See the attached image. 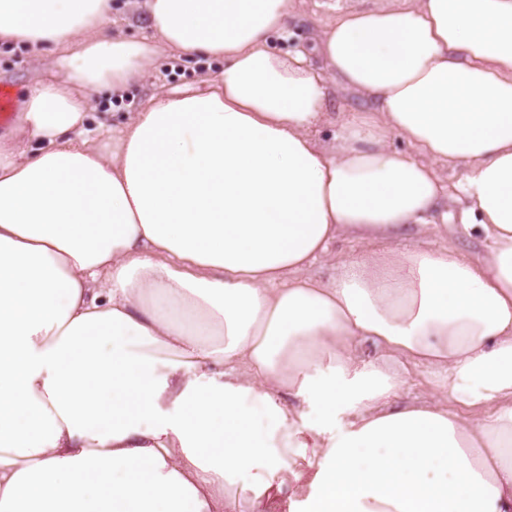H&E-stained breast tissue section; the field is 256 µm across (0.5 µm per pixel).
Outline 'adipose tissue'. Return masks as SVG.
Wrapping results in <instances>:
<instances>
[{
  "label": "adipose tissue",
  "mask_w": 512,
  "mask_h": 512,
  "mask_svg": "<svg viewBox=\"0 0 512 512\" xmlns=\"http://www.w3.org/2000/svg\"><path fill=\"white\" fill-rule=\"evenodd\" d=\"M322 6L283 52L297 0H145L142 40L0 0L46 70L0 126V512H512V0ZM165 54L224 67L90 131ZM446 197L482 258L377 248ZM409 363L485 418L395 406ZM358 250V247L352 240L347 238L337 239L330 247L329 257L317 261L312 266L311 271L324 280H330L336 274L337 267L352 257Z\"/></svg>",
  "instance_id": "obj_1"
}]
</instances>
